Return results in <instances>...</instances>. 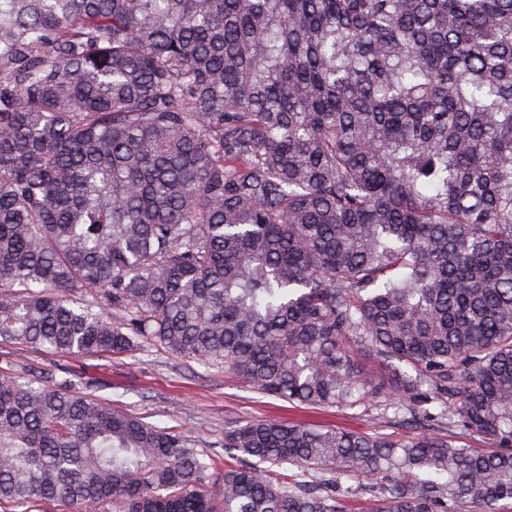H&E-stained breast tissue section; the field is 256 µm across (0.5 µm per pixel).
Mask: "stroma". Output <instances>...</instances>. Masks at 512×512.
Here are the masks:
<instances>
[{
    "mask_svg": "<svg viewBox=\"0 0 512 512\" xmlns=\"http://www.w3.org/2000/svg\"><path fill=\"white\" fill-rule=\"evenodd\" d=\"M1 370L68 383L146 423L180 432L218 460L224 456L225 431L255 420L337 425L367 434L402 432L393 411L379 400L351 409L297 406L256 391L223 366L186 359L147 342L123 353L74 357L0 340Z\"/></svg>",
    "mask_w": 512,
    "mask_h": 512,
    "instance_id": "1",
    "label": "stroma"
}]
</instances>
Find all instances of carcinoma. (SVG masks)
<instances>
[{
	"instance_id": "carcinoma-1",
	"label": "carcinoma",
	"mask_w": 512,
	"mask_h": 512,
	"mask_svg": "<svg viewBox=\"0 0 512 512\" xmlns=\"http://www.w3.org/2000/svg\"><path fill=\"white\" fill-rule=\"evenodd\" d=\"M0 339L150 342L310 407L384 390L411 418L398 437L250 421L220 472L0 372V504L350 512L358 479L361 512H501L512 0H0Z\"/></svg>"
}]
</instances>
